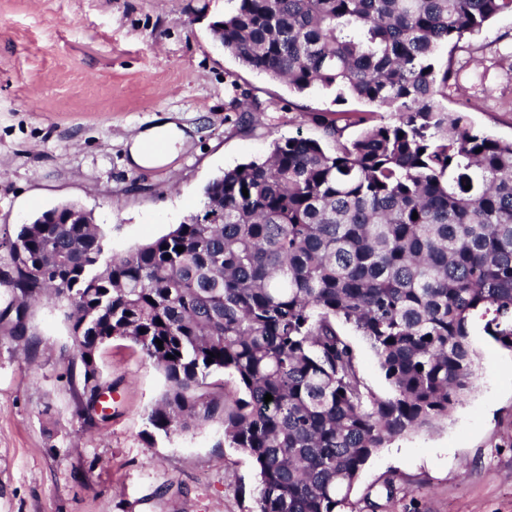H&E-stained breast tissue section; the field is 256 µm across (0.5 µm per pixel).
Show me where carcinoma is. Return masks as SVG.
Returning <instances> with one entry per match:
<instances>
[{"instance_id":"obj_1","label":"carcinoma","mask_w":512,"mask_h":512,"mask_svg":"<svg viewBox=\"0 0 512 512\" xmlns=\"http://www.w3.org/2000/svg\"><path fill=\"white\" fill-rule=\"evenodd\" d=\"M237 2L214 37L295 92L334 91L338 108L320 117L334 152L276 140L264 161L210 181L187 222L120 254L76 205L40 213L9 249L0 324L23 340L31 303L65 307L82 364L75 413L89 426L105 385L97 349L130 339L167 382L150 424L222 418L224 441L257 466L255 512H346L378 449L447 420L474 389L473 317L512 350V141L448 112L459 69L437 60L512 16V0ZM350 99L374 109H342ZM345 126L359 137L341 141ZM340 323L369 345L391 396L365 386ZM219 372L234 385L201 393Z\"/></svg>"}]
</instances>
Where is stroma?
Masks as SVG:
<instances>
[{"instance_id": "1", "label": "stroma", "mask_w": 512, "mask_h": 512, "mask_svg": "<svg viewBox=\"0 0 512 512\" xmlns=\"http://www.w3.org/2000/svg\"><path fill=\"white\" fill-rule=\"evenodd\" d=\"M235 0H0V239L62 203L91 212L109 252L154 240L203 206L224 170L266 159L273 140L302 135L334 151L317 121L332 94L292 91L242 68L210 25ZM449 111L512 140V18L460 42ZM251 90L258 120L232 109ZM195 126L169 165L132 168L125 142L157 118ZM27 356L0 330V512H254L252 459L213 420L168 433L147 416L162 371L127 339L102 344L112 384L107 419L76 415L81 364L65 309L30 308ZM360 375L379 398L391 388L365 340ZM473 391L448 421L395 439L368 460L348 512H512V351L470 325Z\"/></svg>"}]
</instances>
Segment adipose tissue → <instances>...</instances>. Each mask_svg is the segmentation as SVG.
Instances as JSON below:
<instances>
[{
	"label": "adipose tissue",
	"mask_w": 512,
	"mask_h": 512,
	"mask_svg": "<svg viewBox=\"0 0 512 512\" xmlns=\"http://www.w3.org/2000/svg\"><path fill=\"white\" fill-rule=\"evenodd\" d=\"M194 126L166 119L138 131L125 143L129 164L155 168L172 162L195 136Z\"/></svg>",
	"instance_id": "adipose-tissue-1"
}]
</instances>
